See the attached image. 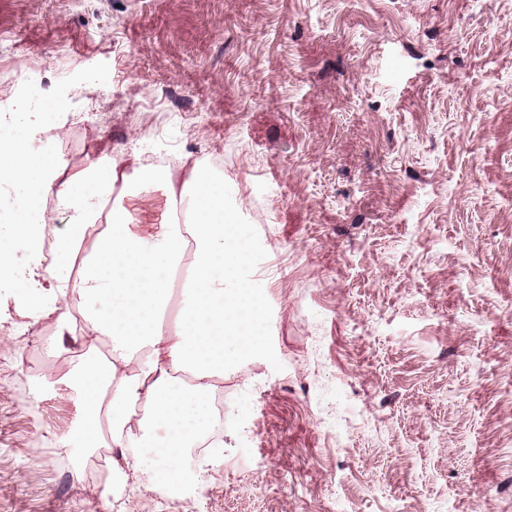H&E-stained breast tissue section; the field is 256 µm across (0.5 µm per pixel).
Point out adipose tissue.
Returning <instances> with one entry per match:
<instances>
[{
    "label": "adipose tissue",
    "instance_id": "ef3b65f1",
    "mask_svg": "<svg viewBox=\"0 0 512 512\" xmlns=\"http://www.w3.org/2000/svg\"><path fill=\"white\" fill-rule=\"evenodd\" d=\"M25 133L15 134L11 154L0 155V182L23 199L11 229L0 234V254L29 255L31 283L26 304L57 312L68 327L71 305L82 308L88 346L110 340L105 361L72 360L80 390V439L94 448L112 447V470L138 486L135 448L155 451L151 483L180 486L199 482L181 456L187 442L203 434L211 419L209 394L225 367L268 349L266 290L246 277L251 239L244 225L227 220L224 179L195 163L182 185L169 171L134 163L132 174L117 172V160L102 155L66 181L49 153L31 157ZM162 190L167 209L182 208L186 220L143 232L135 214L151 190ZM66 214L50 270H43L41 243L46 226L44 198ZM106 223L90 253L80 255L87 227ZM79 278H72L74 259ZM191 373L186 389L178 372Z\"/></svg>",
    "mask_w": 512,
    "mask_h": 512
}]
</instances>
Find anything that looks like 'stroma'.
<instances>
[{"label": "stroma", "instance_id": "1", "mask_svg": "<svg viewBox=\"0 0 512 512\" xmlns=\"http://www.w3.org/2000/svg\"><path fill=\"white\" fill-rule=\"evenodd\" d=\"M162 112H143L145 96ZM61 179L223 154L270 359L226 369L224 455L134 512H512V0H0V120ZM0 285V512H111L80 336Z\"/></svg>", "mask_w": 512, "mask_h": 512}]
</instances>
